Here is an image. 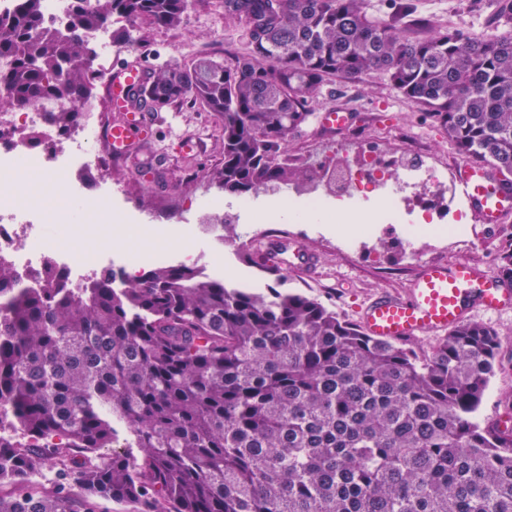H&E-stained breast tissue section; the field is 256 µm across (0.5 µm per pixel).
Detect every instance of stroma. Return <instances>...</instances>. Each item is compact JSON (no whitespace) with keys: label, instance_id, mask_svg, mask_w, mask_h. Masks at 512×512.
<instances>
[{"label":"stroma","instance_id":"1","mask_svg":"<svg viewBox=\"0 0 512 512\" xmlns=\"http://www.w3.org/2000/svg\"><path fill=\"white\" fill-rule=\"evenodd\" d=\"M433 29L453 26L468 37L507 36L505 27L490 25L485 0H414ZM234 42L224 24V13L217 0H204L188 13L184 24L174 30L140 28L135 39L117 46L116 56L140 55L150 64L191 63L208 51H232ZM339 107L353 112L352 129L373 133L377 123H410L422 137L431 155L448 160L459 153L447 132L434 119L418 111L381 76L372 74L354 82L336 81L320 89L311 104L312 112ZM154 137L136 160H117L101 152L98 166L87 180L88 190H102L101 179L111 176L126 180L124 196L113 197L112 208L132 227H156L157 246L165 248L171 261L185 253L198 255L209 274L232 283L256 288L269 284V277L245 263L231 247L215 242L201 221L211 213H229L235 220V233L244 237L261 219L275 210V196L258 193L249 199L224 194L211 185L210 174L224 164V137L221 119L199 107L177 105L153 115ZM460 236L474 237L484 249L473 258L481 270L498 272L497 254L512 236V219L493 228L467 223L456 227ZM288 234L313 251L317 258L314 274L284 275L281 285L321 300L345 320L355 321L357 307L372 295L389 291L403 293L419 269L414 256L424 248L421 238L404 237L400 225L377 224L365 235L368 250L364 256L337 255L343 239L336 232L335 220L326 223H292ZM477 323L496 331L503 339L499 367L482 405L486 418L504 415L505 401L512 396V312L476 315Z\"/></svg>","mask_w":512,"mask_h":512}]
</instances>
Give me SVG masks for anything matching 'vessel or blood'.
Returning <instances> with one entry per match:
<instances>
[{"mask_svg": "<svg viewBox=\"0 0 512 512\" xmlns=\"http://www.w3.org/2000/svg\"><path fill=\"white\" fill-rule=\"evenodd\" d=\"M147 64L143 58L117 59L107 79V97L121 120L109 123L106 138L120 155L151 139L153 127L140 108ZM457 184L471 212L483 224H498L512 215V182L491 167L465 163L457 170ZM271 266L313 272L315 259L295 242L282 238L267 244ZM512 309V283L490 276L472 264L453 260L423 264L410 287L401 294L382 292L359 310L362 330L370 336L400 340L438 334L478 312Z\"/></svg>", "mask_w": 512, "mask_h": 512, "instance_id": "vessel-or-blood-1", "label": "vessel or blood"}]
</instances>
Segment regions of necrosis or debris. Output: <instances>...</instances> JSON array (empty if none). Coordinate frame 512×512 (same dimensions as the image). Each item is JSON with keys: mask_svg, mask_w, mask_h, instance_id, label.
I'll return each instance as SVG.
<instances>
[{"mask_svg": "<svg viewBox=\"0 0 512 512\" xmlns=\"http://www.w3.org/2000/svg\"><path fill=\"white\" fill-rule=\"evenodd\" d=\"M63 106V101L46 99L32 110L0 113V264L14 270L12 286L18 292L40 287L39 271L49 253L75 287L103 266L100 238L113 233L112 198L125 192L122 183L108 177L103 180V194L97 196L85 194L74 183L65 203L51 210L45 207L49 184L26 180V173L45 170L60 177L92 168L105 145L104 116L89 101L79 106L78 126L66 136H57L45 115ZM321 144L320 135L308 139L309 179L296 189L304 212L315 214L328 201L338 202L348 228L345 238L350 241L359 236L353 208L359 199H376L381 206L379 223L393 224L402 204L414 197L422 202V223L435 226L432 240L457 253L480 252L478 241L460 238L454 228L463 216L454 169L430 156L415 132L385 127L365 139L337 137L332 151L323 150ZM435 202L447 206V223L435 224L431 210ZM80 211L97 215L98 223H75ZM75 238L86 241L85 257L79 262L69 247Z\"/></svg>", "mask_w": 512, "mask_h": 512, "instance_id": "1", "label": "necrosis or debris"}]
</instances>
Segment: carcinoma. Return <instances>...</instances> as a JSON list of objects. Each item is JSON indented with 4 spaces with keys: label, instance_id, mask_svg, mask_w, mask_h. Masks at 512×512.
<instances>
[{
    "label": "carcinoma",
    "instance_id": "1",
    "mask_svg": "<svg viewBox=\"0 0 512 512\" xmlns=\"http://www.w3.org/2000/svg\"><path fill=\"white\" fill-rule=\"evenodd\" d=\"M44 0L0 19V108L48 96L94 97L89 35L173 29L190 0H70L44 28ZM237 28L231 58L148 70L156 108L188 103L223 121L230 195L299 185L280 160L332 80L378 74L448 130L459 154L512 173V38L450 27L409 39L366 0H219ZM512 23V0L489 5ZM396 15L428 29L410 3ZM125 26H118L119 22ZM78 112L48 113L67 134ZM243 260L270 277L257 251ZM104 267L72 288L48 261L44 285L0 307V512H512V429L479 409L501 337L466 322L420 355L365 335L304 293L257 292L187 269L152 266L114 284ZM141 455L102 457L118 428ZM56 439L59 447L43 443ZM54 473V487L32 484Z\"/></svg>",
    "mask_w": 512,
    "mask_h": 512
}]
</instances>
